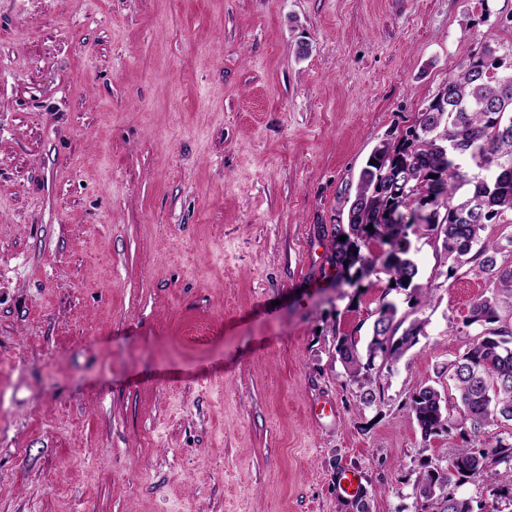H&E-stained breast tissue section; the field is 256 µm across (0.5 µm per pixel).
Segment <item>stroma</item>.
<instances>
[{"instance_id": "35a3bbf8", "label": "stroma", "mask_w": 512, "mask_h": 512, "mask_svg": "<svg viewBox=\"0 0 512 512\" xmlns=\"http://www.w3.org/2000/svg\"><path fill=\"white\" fill-rule=\"evenodd\" d=\"M486 33L512 0H0V512H423L408 401L487 279L416 236L422 304L340 287L331 228ZM384 295L426 334L365 407Z\"/></svg>"}]
</instances>
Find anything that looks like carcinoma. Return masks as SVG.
<instances>
[{"label":"carcinoma","instance_id":"carcinoma-1","mask_svg":"<svg viewBox=\"0 0 512 512\" xmlns=\"http://www.w3.org/2000/svg\"><path fill=\"white\" fill-rule=\"evenodd\" d=\"M503 44L486 34L476 53L448 76L434 98L417 112L412 125L374 147L348 200L346 221L333 225L336 248L331 263L338 286L354 285L369 271L381 272L395 285L423 298L419 266L410 236L415 224L391 215L414 217L438 201L432 239L454 272L474 264L493 285L476 300L467 325L476 330L465 351L448 364L457 404L469 428L460 429L462 445L446 467L428 470L419 493L424 512H473L470 501L448 492L454 478L480 477L503 483L500 498L512 507V433L487 449L486 427L512 425V325L502 319L499 297H512V264L499 261L504 246L486 235L495 224H512V61ZM478 169L470 176L459 160ZM470 186L464 196L457 190ZM373 229H367V226ZM346 237L340 241V237ZM378 245L376 254L372 247ZM372 318L365 345L354 333L336 335V354L348 378L359 384L360 402L369 407L381 396L379 378L425 335L426 321L398 316L397 306L382 301ZM409 409L424 439L456 429L451 400L433 387H422Z\"/></svg>","mask_w":512,"mask_h":512}]
</instances>
